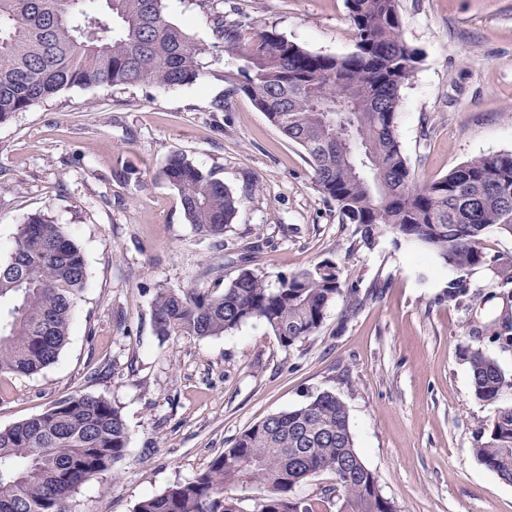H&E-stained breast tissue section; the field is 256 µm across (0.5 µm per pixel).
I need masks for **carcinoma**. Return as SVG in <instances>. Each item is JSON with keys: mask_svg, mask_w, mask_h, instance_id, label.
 Returning <instances> with one entry per match:
<instances>
[{"mask_svg": "<svg viewBox=\"0 0 512 512\" xmlns=\"http://www.w3.org/2000/svg\"><path fill=\"white\" fill-rule=\"evenodd\" d=\"M356 49L311 52L271 28L217 24L210 50L172 22L164 0H0V122L74 87L137 83L225 85L212 106L243 94L300 146L318 190L370 248L380 236L412 242L465 273L487 262L484 236H512V151L473 159L420 182L404 157L395 115L418 63L401 35L398 0H347ZM319 100L354 106L352 136ZM161 177L180 195L184 218L219 239L239 200L184 154H170ZM88 268L77 243L46 214L17 226L0 261V378L35 374L55 363L68 339ZM330 259L281 278L275 288L248 268L219 288H162L152 302L157 335L221 336L254 321L285 348L314 335L343 294ZM476 399L496 401L512 380L480 349L466 352ZM128 435L119 408L81 394L0 430V512H68L92 477L114 469ZM474 453L512 483V406L484 428ZM329 472L334 484L315 499L293 488ZM255 491L252 512H396L355 448L345 403L322 391L241 432L208 468L138 502L134 512H244L233 488Z\"/></svg>", "mask_w": 512, "mask_h": 512, "instance_id": "cac0c4a2", "label": "carcinoma"}]
</instances>
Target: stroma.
<instances>
[{
    "label": "stroma",
    "instance_id": "obj_1",
    "mask_svg": "<svg viewBox=\"0 0 512 512\" xmlns=\"http://www.w3.org/2000/svg\"><path fill=\"white\" fill-rule=\"evenodd\" d=\"M170 20L217 45L215 16L269 26L316 53L345 55L355 34L345 0H165ZM404 40L419 53L396 114L401 150L420 181L512 150V0H399ZM224 85L201 81L73 88L0 122V260L18 224L45 213L80 246L90 277L56 363L0 379V430L56 402L94 394L117 404L128 445L94 476L75 512H133L142 499L205 471L245 429L322 391L344 401L356 447L398 512H512V483L473 448L498 401L472 391L467 347L512 379V236L489 232L468 294L433 255L391 238L373 248L318 190L302 149L245 95L217 112ZM181 152L239 198L219 240L198 235L159 171ZM130 169L129 179L116 171ZM336 262L356 291L330 304L319 331L293 348L264 326L230 335L156 336L163 288H210L241 267L270 287ZM482 337H475L474 326Z\"/></svg>",
    "mask_w": 512,
    "mask_h": 512
}]
</instances>
